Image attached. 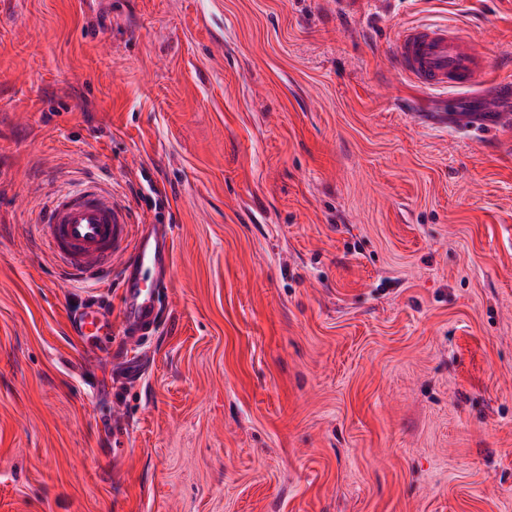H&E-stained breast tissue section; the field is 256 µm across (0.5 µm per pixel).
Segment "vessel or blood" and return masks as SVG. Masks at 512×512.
Here are the masks:
<instances>
[{
    "instance_id": "vessel-or-blood-1",
    "label": "vessel or blood",
    "mask_w": 512,
    "mask_h": 512,
    "mask_svg": "<svg viewBox=\"0 0 512 512\" xmlns=\"http://www.w3.org/2000/svg\"><path fill=\"white\" fill-rule=\"evenodd\" d=\"M394 65L425 92L512 91V84L488 79V72L496 66L494 59L478 52L468 31L454 23L405 28L397 39ZM37 229L42 246L69 275L93 277L107 285L113 269H120L125 323L144 330L151 326V289L132 275L131 262L169 259L170 246L136 223L131 207L117 202L111 190L91 185L76 193L55 195Z\"/></svg>"
}]
</instances>
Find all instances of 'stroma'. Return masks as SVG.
<instances>
[{
  "label": "stroma",
  "mask_w": 512,
  "mask_h": 512,
  "mask_svg": "<svg viewBox=\"0 0 512 512\" xmlns=\"http://www.w3.org/2000/svg\"><path fill=\"white\" fill-rule=\"evenodd\" d=\"M448 20L512 80V0H0V512H512V96L392 65ZM91 177L171 241L131 355L33 235Z\"/></svg>",
  "instance_id": "1"
}]
</instances>
